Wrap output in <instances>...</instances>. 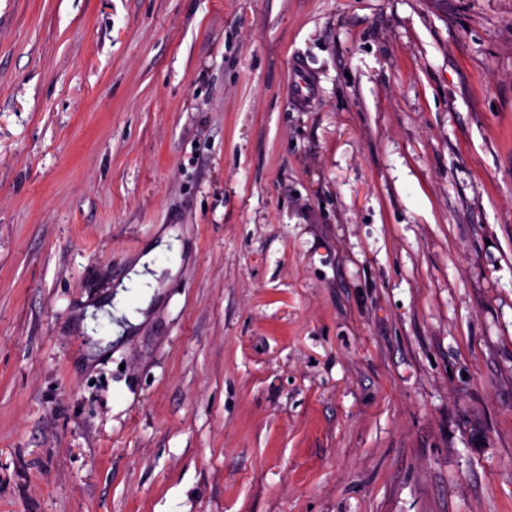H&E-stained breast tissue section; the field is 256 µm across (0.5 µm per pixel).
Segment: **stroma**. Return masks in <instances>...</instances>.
Wrapping results in <instances>:
<instances>
[{
    "label": "stroma",
    "mask_w": 512,
    "mask_h": 512,
    "mask_svg": "<svg viewBox=\"0 0 512 512\" xmlns=\"http://www.w3.org/2000/svg\"><path fill=\"white\" fill-rule=\"evenodd\" d=\"M0 512H512V0H0ZM182 245L169 234H165L159 242L147 247L134 260L128 278L117 287L114 299L106 302L103 307L109 309L118 318L126 317L129 325L139 326L146 318L153 302L155 289H158V279L163 272L169 270L172 274L181 261ZM171 258L169 263H162L161 257ZM124 288H127L124 289ZM134 290H138L132 294ZM112 305L115 306L113 310Z\"/></svg>",
    "instance_id": "obj_1"
}]
</instances>
